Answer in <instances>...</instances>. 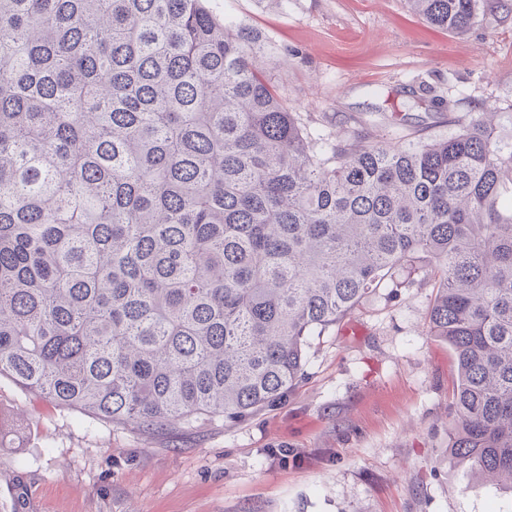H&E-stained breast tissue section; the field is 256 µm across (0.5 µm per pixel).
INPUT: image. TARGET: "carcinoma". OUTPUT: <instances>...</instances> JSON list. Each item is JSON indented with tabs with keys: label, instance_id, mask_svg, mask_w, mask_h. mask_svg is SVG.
<instances>
[{
	"label": "carcinoma",
	"instance_id": "obj_1",
	"mask_svg": "<svg viewBox=\"0 0 512 512\" xmlns=\"http://www.w3.org/2000/svg\"><path fill=\"white\" fill-rule=\"evenodd\" d=\"M466 34L488 0H405ZM205 0H0V377L144 431L281 403L427 261L448 451L512 489V144L325 134Z\"/></svg>",
	"mask_w": 512,
	"mask_h": 512
}]
</instances>
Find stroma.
Here are the masks:
<instances>
[{
  "mask_svg": "<svg viewBox=\"0 0 512 512\" xmlns=\"http://www.w3.org/2000/svg\"><path fill=\"white\" fill-rule=\"evenodd\" d=\"M259 31L290 105L338 134L445 137L497 103L512 142V0L457 36L404 0H209ZM430 270L412 261L311 337L281 404L143 432L0 378V512H512V491L448 452L456 365L430 336Z\"/></svg>",
  "mask_w": 512,
  "mask_h": 512,
  "instance_id": "1",
  "label": "stroma"
}]
</instances>
